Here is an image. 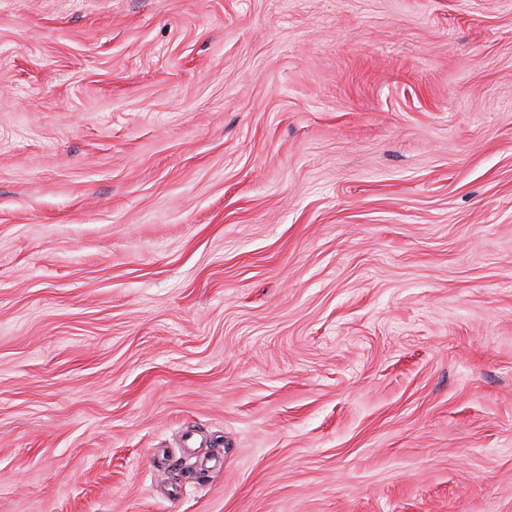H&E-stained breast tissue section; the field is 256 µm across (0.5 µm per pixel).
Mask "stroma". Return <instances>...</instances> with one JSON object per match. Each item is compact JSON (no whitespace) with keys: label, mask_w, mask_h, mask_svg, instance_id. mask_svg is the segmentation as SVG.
I'll return each instance as SVG.
<instances>
[{"label":"stroma","mask_w":512,"mask_h":512,"mask_svg":"<svg viewBox=\"0 0 512 512\" xmlns=\"http://www.w3.org/2000/svg\"><path fill=\"white\" fill-rule=\"evenodd\" d=\"M0 512H512V0H0Z\"/></svg>","instance_id":"35a3bbf8"}]
</instances>
